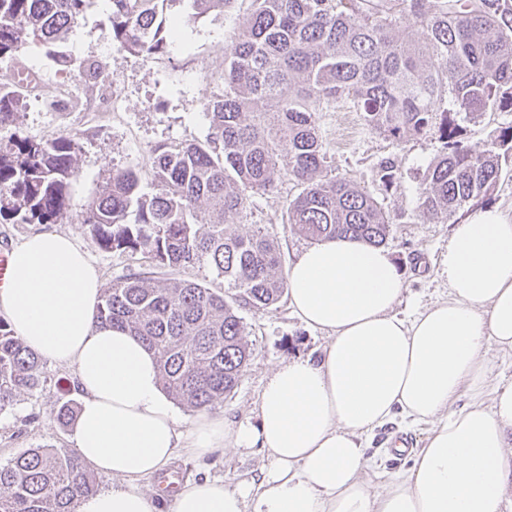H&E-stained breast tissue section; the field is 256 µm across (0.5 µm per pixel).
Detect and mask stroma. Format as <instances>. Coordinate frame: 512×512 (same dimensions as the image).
<instances>
[{
    "instance_id": "stroma-1",
    "label": "stroma",
    "mask_w": 512,
    "mask_h": 512,
    "mask_svg": "<svg viewBox=\"0 0 512 512\" xmlns=\"http://www.w3.org/2000/svg\"><path fill=\"white\" fill-rule=\"evenodd\" d=\"M252 10V0H235L231 10L195 22L189 20V6L183 2L174 10L180 21L179 33L167 54L158 58L130 54L113 46L108 37V0H94L69 33L64 49L75 60L94 59L103 65L106 85L114 87L119 97L115 112L108 109L110 101L103 94L104 85L85 82L78 74L61 70L45 48L29 46L24 58L38 69L41 95L27 98L17 125L25 136L37 141L63 132L78 135L80 149L63 216L56 223L42 226L0 224V252L11 251L33 233H65L87 252L102 283L138 271L137 257L100 250L89 231L80 228L77 217L110 171L134 169L148 174L154 144L205 139L209 128L206 103L224 91V55L235 44ZM61 83L70 86L74 101H96L104 106V113L95 116L79 112L71 103L57 100L56 87ZM318 125L333 175L349 179L375 197L389 220L386 248L404 278L397 314L410 316L447 295L448 279L442 273L441 262L448 254L454 224L426 221L418 208L424 175L440 155L441 142L433 136H409L400 143L385 138L367 126L350 97L320 106ZM387 158L394 161L396 173L388 187L380 180L379 168ZM298 192V187L286 181L274 191L254 196L243 217L229 225V233L246 235L264 229L275 237L283 265H290L311 245L309 239L294 234L287 223V201ZM240 315L253 354L237 388L213 409L214 414L233 424L256 422L260 393L275 367L298 358H317L328 342L325 333L302 323L284 299L260 312L241 310ZM42 372V388L18 394L13 409L0 414L1 464L38 445H71L68 429L59 426L55 415L59 405L73 396V370L47 361ZM404 431L419 448L428 427L421 424L407 430L397 419L373 436L374 483L407 468L406 457L383 453L387 440ZM266 462L265 450L256 447L218 452L202 462L180 453L170 467L178 471L181 480L217 477L233 488L256 477Z\"/></svg>"
}]
</instances>
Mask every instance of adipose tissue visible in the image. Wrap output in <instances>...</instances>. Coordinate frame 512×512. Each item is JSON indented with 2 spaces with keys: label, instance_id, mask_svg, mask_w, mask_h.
I'll return each mask as SVG.
<instances>
[{
  "label": "adipose tissue",
  "instance_id": "obj_1",
  "mask_svg": "<svg viewBox=\"0 0 512 512\" xmlns=\"http://www.w3.org/2000/svg\"><path fill=\"white\" fill-rule=\"evenodd\" d=\"M444 271L447 298L405 319L387 250L348 238L305 248L287 270L288 302L329 342L318 359L277 367L257 423L234 428L209 413L181 428L154 355L97 323L100 278L71 236L35 233L12 249L0 311L29 349L74 370L72 445L113 481L76 512H502L512 383L488 350L512 352V219L486 208L457 223ZM396 416L429 432L376 490L365 439ZM256 446L269 458L259 481L207 478L167 500L138 486L176 452Z\"/></svg>",
  "mask_w": 512,
  "mask_h": 512
}]
</instances>
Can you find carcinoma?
<instances>
[{"mask_svg": "<svg viewBox=\"0 0 512 512\" xmlns=\"http://www.w3.org/2000/svg\"><path fill=\"white\" fill-rule=\"evenodd\" d=\"M189 19L222 12L234 0H109L112 44L163 56L176 35L173 6ZM255 9L224 59V94L210 100L202 141L151 150L153 191L131 169L109 174L78 219L99 249L139 254L142 272L103 290L96 322L138 336L159 363L173 402L209 410L237 387L252 350L238 310L263 311L288 288L277 241L261 230L227 233L251 198L285 175L300 187L287 204L292 230L315 241L338 237L379 247L389 221L371 195L347 179H323L326 152L317 110L353 97L366 123L399 142L434 134L445 152L424 178L419 208L448 220L490 198L512 155V125L482 151L462 138L461 114L512 112V0H253ZM91 0H0V60L29 44L57 65L98 80L95 62L55 50ZM422 39L402 36L399 23ZM24 97L0 90V126ZM277 114L269 126L265 116ZM79 149L76 135L34 141L15 132L0 140V223L51 224L65 208ZM206 268L211 288L182 277ZM42 358L0 319V413L20 391L42 386ZM76 403L58 407L71 425ZM96 489L71 448H28L0 464V512H76Z\"/></svg>", "mask_w": 512, "mask_h": 512, "instance_id": "cac0c4a2", "label": "carcinoma"}]
</instances>
